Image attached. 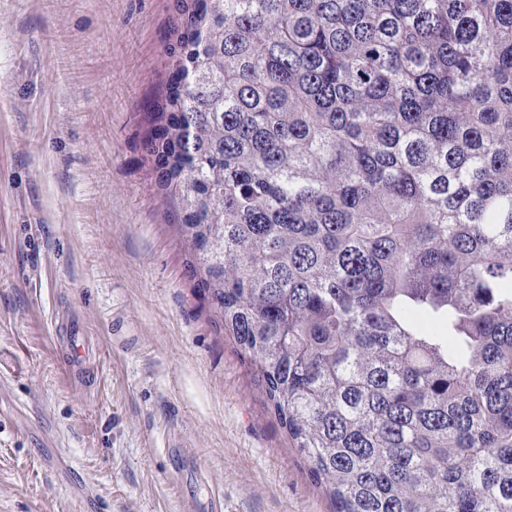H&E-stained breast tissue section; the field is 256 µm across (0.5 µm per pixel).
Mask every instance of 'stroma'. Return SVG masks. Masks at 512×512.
I'll list each match as a JSON object with an SVG mask.
<instances>
[{"mask_svg": "<svg viewBox=\"0 0 512 512\" xmlns=\"http://www.w3.org/2000/svg\"><path fill=\"white\" fill-rule=\"evenodd\" d=\"M175 3L0 0V512H334L145 160Z\"/></svg>", "mask_w": 512, "mask_h": 512, "instance_id": "1", "label": "stroma"}]
</instances>
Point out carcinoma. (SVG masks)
Listing matches in <instances>:
<instances>
[{
    "instance_id": "1",
    "label": "carcinoma",
    "mask_w": 512,
    "mask_h": 512,
    "mask_svg": "<svg viewBox=\"0 0 512 512\" xmlns=\"http://www.w3.org/2000/svg\"><path fill=\"white\" fill-rule=\"evenodd\" d=\"M186 267L336 512H512V0H177Z\"/></svg>"
}]
</instances>
